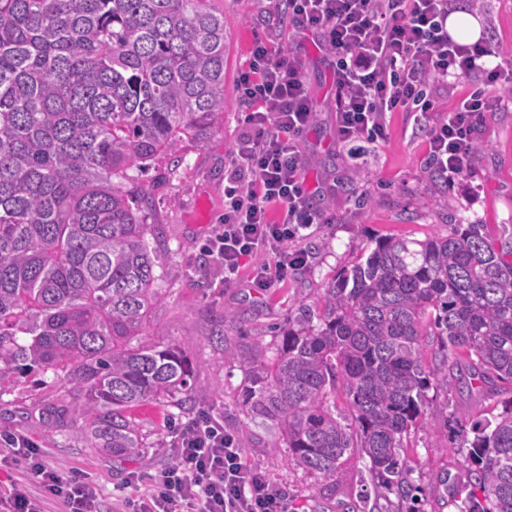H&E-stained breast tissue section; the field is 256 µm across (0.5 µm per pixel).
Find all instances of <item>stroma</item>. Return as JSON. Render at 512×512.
Segmentation results:
<instances>
[{"label": "stroma", "mask_w": 512, "mask_h": 512, "mask_svg": "<svg viewBox=\"0 0 512 512\" xmlns=\"http://www.w3.org/2000/svg\"><path fill=\"white\" fill-rule=\"evenodd\" d=\"M212 6L224 14V128L204 142L182 143L176 150L178 163L159 159L137 180L148 193L153 222L163 230L164 299L152 318L165 324L172 341L197 360L195 411L207 410L223 420L225 430L237 437L245 461L287 491L288 512H315L318 485L302 468L288 464L287 451L279 447L275 434L243 410L238 400L243 375L225 361L222 349L235 345L241 333L254 335L287 323L299 305L319 308L328 283L358 263L366 246L380 237L444 236L463 215L482 224L496 244H512V108L486 115L477 127L481 150L471 170L454 182L444 181L427 165L425 133L414 130L405 113L388 115L384 143L338 140L336 60L322 48L317 34L297 35L285 7L272 0H213ZM457 9L478 19L482 39L512 49V0H459ZM259 39L305 63L304 80L315 112L300 145L307 161L306 202L330 218L329 223L313 225L300 242L309 255L307 265L266 290L249 287L246 270L241 286L225 287L222 271L205 264L199 252L224 214V178L250 111L237 93V83ZM226 311L237 320L219 340L212 334V319ZM66 391L60 382L16 387L0 404V433L33 438L48 465L79 472L97 489L102 512H124L127 500L147 494L152 476L174 461L172 410L155 404L133 409L156 450L120 461L88 448L85 418L78 408L69 407L63 425L53 426L48 406ZM428 397L424 418L406 440L412 478L424 489L445 482L460 468L462 454L448 438L445 415L463 413L476 419L494 413L492 405L454 381L447 388L429 390Z\"/></svg>", "instance_id": "stroma-1"}]
</instances>
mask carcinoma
Returning a JSON list of instances; mask_svg holds the SVG:
<instances>
[{"label": "carcinoma", "mask_w": 512, "mask_h": 512, "mask_svg": "<svg viewBox=\"0 0 512 512\" xmlns=\"http://www.w3.org/2000/svg\"><path fill=\"white\" fill-rule=\"evenodd\" d=\"M224 63L211 0H0V397L52 376L90 447L115 458L152 450L131 408H192V358L150 325L161 231L129 184L223 127ZM481 228L462 217L446 236L379 238L318 315L301 305L269 341L223 349L243 374L241 406L322 498L358 455L377 496L422 512L401 452L427 391L457 379L461 356L468 390L493 399L512 384V247ZM446 424L466 449L463 477L430 497L512 512V397L491 420Z\"/></svg>", "instance_id": "obj_1"}]
</instances>
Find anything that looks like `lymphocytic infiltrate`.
I'll return each instance as SVG.
<instances>
[{"mask_svg": "<svg viewBox=\"0 0 512 512\" xmlns=\"http://www.w3.org/2000/svg\"><path fill=\"white\" fill-rule=\"evenodd\" d=\"M456 0H288L303 31L320 34L336 57V130L341 141L370 143L388 137L387 115L405 112L421 124L429 165L448 181L470 171L475 131L500 108L512 88V62L490 43L459 41L448 31ZM474 74L497 94L483 91L436 111L435 85L453 88ZM238 91L251 111L233 167L224 181V220L201 251L239 285L240 271L262 257L251 279L268 289L305 262L296 242L324 215L305 203L306 158L299 143L314 121L303 63L256 41ZM175 462L157 474L152 489L128 503L129 512H287L284 495L241 457L235 437L208 412L177 429ZM23 467L27 476L0 492V512H46L49 502L66 512H99L95 490L80 473L64 475L44 464L37 443L23 434H0V468ZM38 491H31L30 483Z\"/></svg>", "mask_w": 512, "mask_h": 512, "instance_id": "obj_1", "label": "lymphocytic infiltrate"}]
</instances>
